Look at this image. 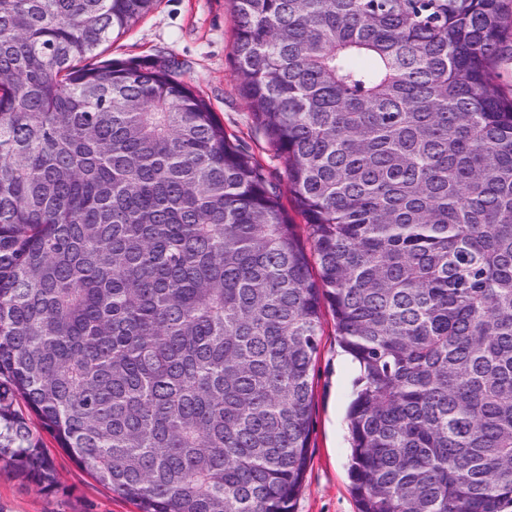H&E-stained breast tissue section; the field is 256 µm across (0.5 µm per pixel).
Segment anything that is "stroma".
<instances>
[{"instance_id":"35a3bbf8","label":"stroma","mask_w":512,"mask_h":512,"mask_svg":"<svg viewBox=\"0 0 512 512\" xmlns=\"http://www.w3.org/2000/svg\"><path fill=\"white\" fill-rule=\"evenodd\" d=\"M234 31L231 0H158L128 32L107 43L106 54L112 58H175L183 79L209 100L227 133L260 162L270 189L294 217L298 210L288 192L285 161L256 124L235 77ZM358 375V364L337 341L332 316H325L311 373L310 458L295 512H358L348 477L346 421ZM43 443L63 492L42 493L12 471L0 469V512H136L134 505L76 466L51 435H44Z\"/></svg>"}]
</instances>
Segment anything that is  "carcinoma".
<instances>
[{
	"mask_svg": "<svg viewBox=\"0 0 512 512\" xmlns=\"http://www.w3.org/2000/svg\"><path fill=\"white\" fill-rule=\"evenodd\" d=\"M158 0H0V463L22 399L139 512H293L328 306L358 512H512V0H232L259 165L160 59Z\"/></svg>",
	"mask_w": 512,
	"mask_h": 512,
	"instance_id": "cac0c4a2",
	"label": "carcinoma"
}]
</instances>
